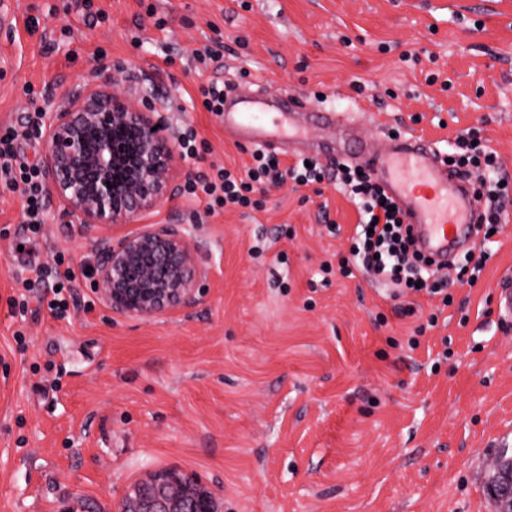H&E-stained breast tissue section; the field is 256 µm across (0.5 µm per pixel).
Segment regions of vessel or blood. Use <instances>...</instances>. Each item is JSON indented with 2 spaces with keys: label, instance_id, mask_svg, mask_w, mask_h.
<instances>
[{
  "label": "vessel or blood",
  "instance_id": "obj_1",
  "mask_svg": "<svg viewBox=\"0 0 512 512\" xmlns=\"http://www.w3.org/2000/svg\"><path fill=\"white\" fill-rule=\"evenodd\" d=\"M267 108L265 93L231 94L224 101V127L249 142L303 138L313 128L335 130V137L322 144L325 152L355 154L374 172L400 205L406 223L412 224L419 248L436 266L447 267L471 237L482 212L472 184L451 174L420 137L373 147L342 113L310 109L297 100L283 113L281 124L270 127L263 119Z\"/></svg>",
  "mask_w": 512,
  "mask_h": 512
}]
</instances>
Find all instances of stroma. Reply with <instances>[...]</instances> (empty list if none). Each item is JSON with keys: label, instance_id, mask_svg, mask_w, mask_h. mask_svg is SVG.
Here are the masks:
<instances>
[{"label": "stroma", "instance_id": "stroma-1", "mask_svg": "<svg viewBox=\"0 0 512 512\" xmlns=\"http://www.w3.org/2000/svg\"><path fill=\"white\" fill-rule=\"evenodd\" d=\"M66 4L0 0V125L22 121L26 86L51 110L117 69L112 92L151 90L169 125L195 132L189 175L241 171L254 146L198 92L228 79L275 111L300 94L353 114L375 144L412 134L445 154L477 134L512 174V0H94L107 13L94 27ZM217 38L220 67L182 65ZM22 208L0 184V512H117L164 469L221 512H497L488 464L512 453V317L497 303L512 223L485 241L477 282L451 285L452 304L421 293L401 316L385 286L337 270L358 214L333 178L213 216L179 193L87 231L57 197L36 234ZM147 224L193 239L206 272L195 302L126 317L81 277L67 317L39 303L55 280L36 268L94 266L99 237Z\"/></svg>", "mask_w": 512, "mask_h": 512}]
</instances>
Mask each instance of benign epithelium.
Masks as SVG:
<instances>
[{"instance_id": "benign-epithelium-1", "label": "benign epithelium", "mask_w": 512, "mask_h": 512, "mask_svg": "<svg viewBox=\"0 0 512 512\" xmlns=\"http://www.w3.org/2000/svg\"><path fill=\"white\" fill-rule=\"evenodd\" d=\"M118 81L70 92L44 126L41 172L83 228L129 224L175 195L187 176L176 148L178 135L156 114L149 91L134 103L106 88ZM98 292L113 312L140 318L195 301L205 276L191 237L177 224H155L138 233L101 240L93 271ZM492 495L512 505V465L491 463ZM122 512H217L213 497L198 498L175 481L136 489Z\"/></svg>"}]
</instances>
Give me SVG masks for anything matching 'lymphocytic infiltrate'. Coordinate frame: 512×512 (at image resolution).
Segmentation results:
<instances>
[{
  "label": "lymphocytic infiltrate",
  "mask_w": 512,
  "mask_h": 512,
  "mask_svg": "<svg viewBox=\"0 0 512 512\" xmlns=\"http://www.w3.org/2000/svg\"><path fill=\"white\" fill-rule=\"evenodd\" d=\"M43 108L28 112L21 124L0 126V181L19 190L24 199V217L31 232H38L46 210L47 191L41 181L38 164L23 161L21 145L30 140L40 127ZM254 165L246 177H239L221 167L215 175L199 174L191 178L186 192L191 197H204L207 213L227 206L251 205L255 185H279L290 179L306 186L322 183L326 170L319 162L298 160L282 166L270 154L257 152ZM451 168L472 183L477 199L484 202L482 228L491 230L502 222L503 204L512 198V182L502 168L498 153L485 143L474 142L472 136L457 137ZM342 185L357 208L359 219L350 256L344 264L345 277L361 272L393 286L395 296H406L425 290L439 294L448 283L434 277L431 257L414 247L412 231L404 224L400 211L388 210L383 201L385 191L373 181L370 173L344 168Z\"/></svg>",
  "instance_id": "1"
}]
</instances>
